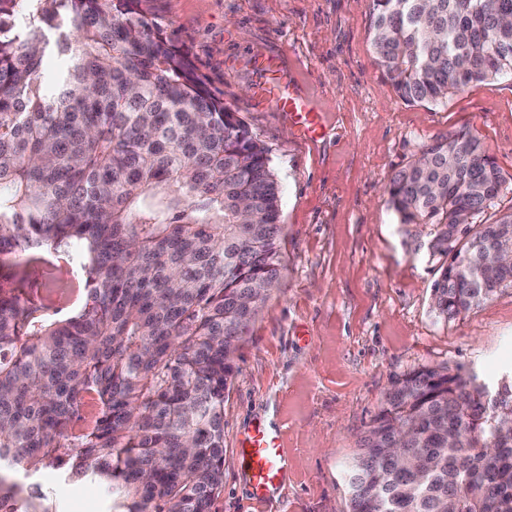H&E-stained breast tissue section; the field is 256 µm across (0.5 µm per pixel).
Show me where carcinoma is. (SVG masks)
<instances>
[{"label": "carcinoma", "instance_id": "cac0c4a2", "mask_svg": "<svg viewBox=\"0 0 512 512\" xmlns=\"http://www.w3.org/2000/svg\"><path fill=\"white\" fill-rule=\"evenodd\" d=\"M134 2L0 0V512H59L13 480L44 470L112 496L110 512H212L235 352L280 276L268 149ZM374 6V53L402 102L512 77V0ZM423 153L388 204L433 226V307L455 320L512 284L509 265L480 274L512 246V187L467 127ZM28 250L87 271L78 314L21 299L38 267L11 257ZM88 396L97 415L80 425ZM508 412L512 378L397 379L346 469L350 512H512Z\"/></svg>", "mask_w": 512, "mask_h": 512}]
</instances>
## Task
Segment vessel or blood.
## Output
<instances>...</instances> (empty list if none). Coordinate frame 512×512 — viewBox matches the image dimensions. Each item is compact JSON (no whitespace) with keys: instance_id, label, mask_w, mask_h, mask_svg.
<instances>
[{"instance_id":"b4317fda","label":"vessel or blood","mask_w":512,"mask_h":512,"mask_svg":"<svg viewBox=\"0 0 512 512\" xmlns=\"http://www.w3.org/2000/svg\"><path fill=\"white\" fill-rule=\"evenodd\" d=\"M260 72V92L277 101L300 136L318 138L321 128L317 117L291 79L272 61L261 64ZM237 454L242 477L252 490L253 503L266 504L270 492L281 486L286 469L278 435L263 423H255L244 432Z\"/></svg>"}]
</instances>
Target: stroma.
Returning <instances> with one entry per match:
<instances>
[{"mask_svg":"<svg viewBox=\"0 0 512 512\" xmlns=\"http://www.w3.org/2000/svg\"><path fill=\"white\" fill-rule=\"evenodd\" d=\"M176 32L224 102L267 147L280 185L282 267L235 356L224 400V490L212 512H253L235 448L255 422L277 430L287 466L265 512H349L344 472L393 382L462 369L489 388L512 372V285L454 320L432 309L430 229L398 223L392 175L439 136L471 128L512 177V78L441 105H407L378 67L373 0H139ZM276 61L319 113L308 141L260 100L257 61ZM37 482L62 512H107L98 492Z\"/></svg>","mask_w":512,"mask_h":512,"instance_id":"obj_1","label":"stroma"}]
</instances>
